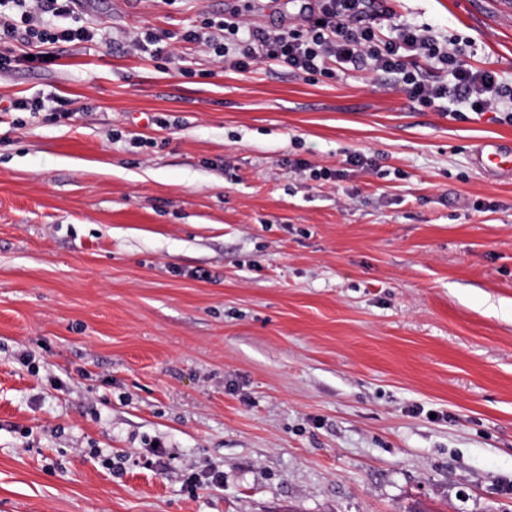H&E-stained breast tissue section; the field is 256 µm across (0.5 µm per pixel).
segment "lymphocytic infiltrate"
Instances as JSON below:
<instances>
[{
	"label": "lymphocytic infiltrate",
	"mask_w": 512,
	"mask_h": 512,
	"mask_svg": "<svg viewBox=\"0 0 512 512\" xmlns=\"http://www.w3.org/2000/svg\"><path fill=\"white\" fill-rule=\"evenodd\" d=\"M83 0H0V70L10 68L11 42L27 46L92 42L96 27L55 26L44 14L75 17ZM376 0H306L295 21L265 29L253 26L241 8L204 18L186 30L183 42L196 45L220 68L240 72L261 64L288 68L310 82L339 79L346 66L393 76L409 100L419 107L447 112L449 119L468 122L512 101V86L494 72L473 68L469 43L439 39L432 27H380ZM440 72L429 79L428 70Z\"/></svg>",
	"instance_id": "obj_1"
}]
</instances>
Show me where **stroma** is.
I'll return each instance as SVG.
<instances>
[{"label": "stroma", "mask_w": 512, "mask_h": 512, "mask_svg": "<svg viewBox=\"0 0 512 512\" xmlns=\"http://www.w3.org/2000/svg\"><path fill=\"white\" fill-rule=\"evenodd\" d=\"M234 3L85 0L0 71L74 108L0 112V512H512V125L218 68L181 36ZM384 5L512 83V0ZM166 39H171V37L165 33L147 30L135 33L128 42L131 49L137 53L151 58L165 54L166 59L171 60L174 57V53L168 48L169 44ZM473 152L476 166L486 172L501 169L503 164L508 162L505 159L512 154L498 146L485 143L478 144Z\"/></svg>", "instance_id": "35a3bbf8"}]
</instances>
